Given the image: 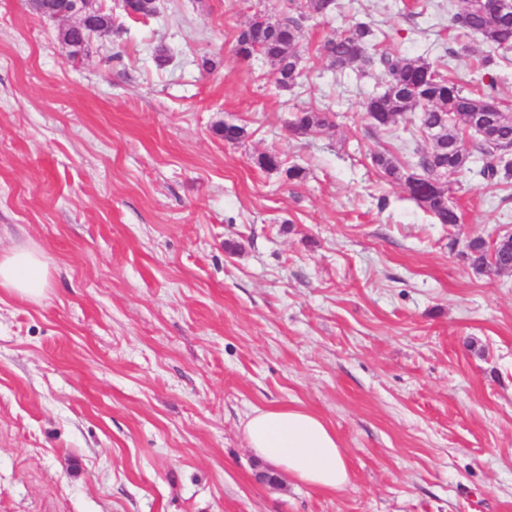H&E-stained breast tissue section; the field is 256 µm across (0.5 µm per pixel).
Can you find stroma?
Returning a JSON list of instances; mask_svg holds the SVG:
<instances>
[{
	"label": "stroma",
	"mask_w": 512,
	"mask_h": 512,
	"mask_svg": "<svg viewBox=\"0 0 512 512\" xmlns=\"http://www.w3.org/2000/svg\"><path fill=\"white\" fill-rule=\"evenodd\" d=\"M100 3L112 28L74 59L66 21L0 0V252L50 272L37 302L0 288V512H512V273L464 256L512 232V196L460 174L459 223H433L371 164L409 118L372 127L380 74L323 50L370 21L476 89L462 0H341L289 89L233 54L286 0ZM299 108L331 127L292 138ZM273 149L305 178L261 169ZM265 405L321 416L350 484L268 481L242 430Z\"/></svg>",
	"instance_id": "stroma-1"
}]
</instances>
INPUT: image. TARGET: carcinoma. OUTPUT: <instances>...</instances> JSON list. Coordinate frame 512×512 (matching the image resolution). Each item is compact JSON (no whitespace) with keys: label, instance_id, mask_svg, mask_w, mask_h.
Instances as JSON below:
<instances>
[{"label":"carcinoma","instance_id":"carcinoma-1","mask_svg":"<svg viewBox=\"0 0 512 512\" xmlns=\"http://www.w3.org/2000/svg\"><path fill=\"white\" fill-rule=\"evenodd\" d=\"M30 8L43 15L70 16L69 0H35ZM340 8L339 0H306L305 9L297 10L278 20H250L242 28L234 45L239 59L249 60L262 54L274 67L275 82L287 88L301 76L302 57L296 50L302 22L312 15L327 16ZM452 26L463 34L481 35L485 54L481 59L484 73L481 88L467 90L461 84L443 76L423 58L407 59L390 56L378 50V30L369 21H358L338 36L325 42L323 49L330 65L343 72L360 62L377 67L384 87L374 90L363 102L370 123L378 129H390L397 118L412 115L415 132L425 133L435 127V144L424 150L414 145L407 160L378 152L372 163L389 179L404 186L409 199L429 213L438 224H457L460 216L448 200V179L462 172H472L498 187L512 188V156H495V148L476 139L474 150L465 147L463 131L471 129L474 112H493L499 124L500 138L512 143V109L503 107L496 92V81L488 72L496 59L512 50V24L500 22L483 0H465V6L451 14ZM98 32L112 29V15L96 13L81 18L79 24L60 31L62 41L77 56L83 49L85 28ZM332 126L328 113L299 108L293 113L288 128L293 137H305L319 129ZM481 165L473 167L474 155ZM258 165L270 171L285 169L290 180L299 181L306 175L304 168L285 166L278 151L260 155ZM465 255L477 273L500 272L512 265V240L490 248L487 241L475 237L466 244Z\"/></svg>","mask_w":512,"mask_h":512}]
</instances>
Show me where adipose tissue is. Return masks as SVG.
Returning <instances> with one entry per match:
<instances>
[{
	"label": "adipose tissue",
	"instance_id": "ef3b65f1",
	"mask_svg": "<svg viewBox=\"0 0 512 512\" xmlns=\"http://www.w3.org/2000/svg\"><path fill=\"white\" fill-rule=\"evenodd\" d=\"M48 286V264L38 250L17 246L0 254V288L38 299ZM244 435L253 453L299 482L329 491L350 482L345 454L335 433L305 408H252L246 416Z\"/></svg>",
	"mask_w": 512,
	"mask_h": 512
}]
</instances>
